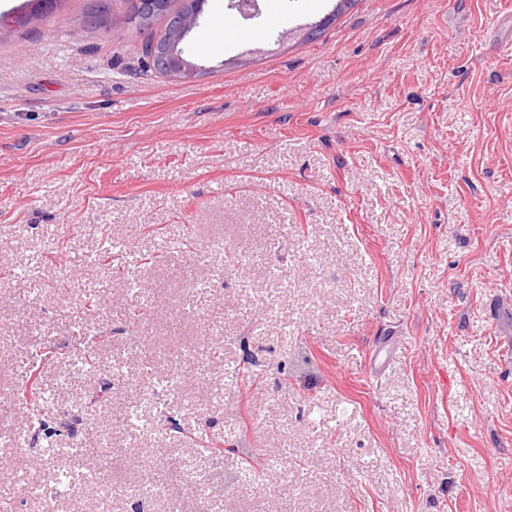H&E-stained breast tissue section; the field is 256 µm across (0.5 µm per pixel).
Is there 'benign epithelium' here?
I'll list each match as a JSON object with an SVG mask.
<instances>
[{
	"label": "benign epithelium",
	"mask_w": 512,
	"mask_h": 512,
	"mask_svg": "<svg viewBox=\"0 0 512 512\" xmlns=\"http://www.w3.org/2000/svg\"><path fill=\"white\" fill-rule=\"evenodd\" d=\"M57 3L58 0H32L31 10L15 17V20H33ZM204 3L205 0H184L183 10L166 15L167 31L154 43L152 53L153 65L157 71L183 81L195 78L198 67L185 57L183 44L188 34L197 26ZM130 4L138 21L144 22L165 4V0H130Z\"/></svg>",
	"instance_id": "7a95c632"
}]
</instances>
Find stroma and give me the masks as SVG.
<instances>
[{"mask_svg": "<svg viewBox=\"0 0 512 512\" xmlns=\"http://www.w3.org/2000/svg\"><path fill=\"white\" fill-rule=\"evenodd\" d=\"M337 2L207 0L190 81L126 0L0 28V512H512V0ZM399 347L395 342L385 341L374 345L366 354L367 370L370 376L378 377L389 368ZM58 354L55 350L39 351L26 355L25 357V376L26 381L22 389V398L26 404L31 406L34 424L38 423L39 428L45 427L44 416L46 415V407L52 402L54 398L55 389L48 387L42 379V369L46 362L56 361Z\"/></svg>", "mask_w": 512, "mask_h": 512, "instance_id": "1", "label": "stroma"}]
</instances>
